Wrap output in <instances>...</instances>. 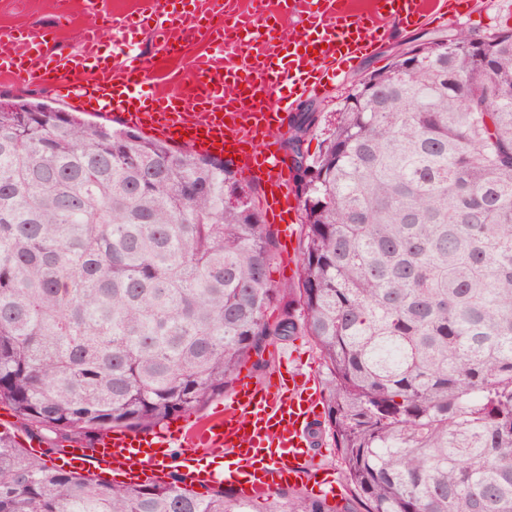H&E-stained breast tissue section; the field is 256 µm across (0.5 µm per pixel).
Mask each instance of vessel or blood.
<instances>
[{"mask_svg": "<svg viewBox=\"0 0 512 512\" xmlns=\"http://www.w3.org/2000/svg\"><path fill=\"white\" fill-rule=\"evenodd\" d=\"M144 0L129 13L102 20L112 31V63L101 60L99 27L84 30L76 49L54 50L46 34L17 27L0 32V76L90 107L104 121L119 119L153 137L182 143L200 153L225 154L263 188V205L274 217L291 212L292 177L269 131L281 122L282 104L272 98L319 94L337 70L382 38L387 21L419 23L433 0ZM300 16L304 25L294 47L281 43L274 25ZM147 31L163 55L187 59L183 89L147 96L142 85L148 62L136 37ZM320 394L306 385L282 387L240 382L221 412L195 424L148 432L115 429L93 448L75 443L59 458L64 469H96L137 485L163 481L177 471L193 485H226L244 498L283 485L338 497L335 469L310 452ZM223 453L218 466L204 454Z\"/></svg>", "mask_w": 512, "mask_h": 512, "instance_id": "1", "label": "vessel or blood"}]
</instances>
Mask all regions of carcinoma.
Wrapping results in <instances>:
<instances>
[{"label":"carcinoma","instance_id":"obj_1","mask_svg":"<svg viewBox=\"0 0 512 512\" xmlns=\"http://www.w3.org/2000/svg\"><path fill=\"white\" fill-rule=\"evenodd\" d=\"M418 40L415 65L406 42L351 84L325 132L320 112L289 118L295 286L273 284L230 163L0 97V403L46 445L0 432V512H512V29ZM277 298L300 314L270 322ZM298 335L327 371L344 504L52 462L201 406Z\"/></svg>","mask_w":512,"mask_h":512}]
</instances>
